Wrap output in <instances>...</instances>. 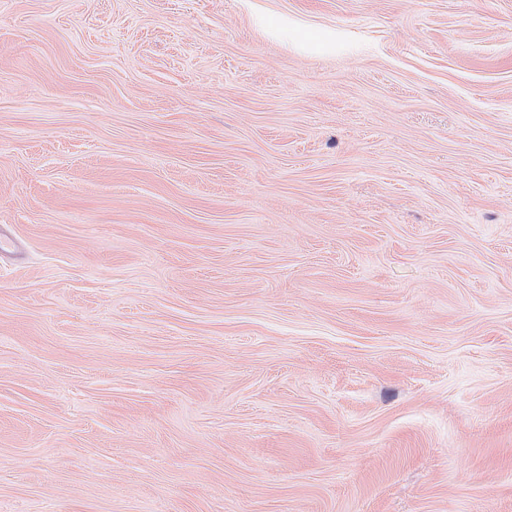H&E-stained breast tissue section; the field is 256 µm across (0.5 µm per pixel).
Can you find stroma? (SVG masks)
<instances>
[{
    "mask_svg": "<svg viewBox=\"0 0 512 512\" xmlns=\"http://www.w3.org/2000/svg\"><path fill=\"white\" fill-rule=\"evenodd\" d=\"M1 225L0 512H512V0H0ZM255 22L263 27L270 37L286 42L291 41L301 50L322 49L332 51L336 47V33H330L322 41L317 42L288 16H258Z\"/></svg>",
    "mask_w": 512,
    "mask_h": 512,
    "instance_id": "35a3bbf8",
    "label": "stroma"
}]
</instances>
